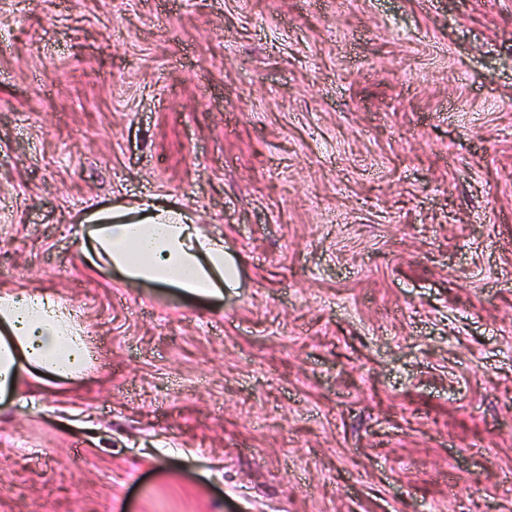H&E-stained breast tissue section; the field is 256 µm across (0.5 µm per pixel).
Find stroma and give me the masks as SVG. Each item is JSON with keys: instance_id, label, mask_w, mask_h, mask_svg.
<instances>
[{"instance_id": "35a3bbf8", "label": "stroma", "mask_w": 512, "mask_h": 512, "mask_svg": "<svg viewBox=\"0 0 512 512\" xmlns=\"http://www.w3.org/2000/svg\"><path fill=\"white\" fill-rule=\"evenodd\" d=\"M148 197L222 295L86 265ZM3 288L89 360L0 512H512V0H0Z\"/></svg>"}]
</instances>
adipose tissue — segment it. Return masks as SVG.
<instances>
[{
  "label": "adipose tissue",
  "instance_id": "adipose-tissue-1",
  "mask_svg": "<svg viewBox=\"0 0 512 512\" xmlns=\"http://www.w3.org/2000/svg\"><path fill=\"white\" fill-rule=\"evenodd\" d=\"M90 219L88 263L118 270L127 287L171 286L206 297L236 275L223 239L204 235L183 212L147 203L123 213L97 210ZM85 362L80 333L55 297L0 291V396L17 394L28 378H75Z\"/></svg>",
  "mask_w": 512,
  "mask_h": 512
}]
</instances>
